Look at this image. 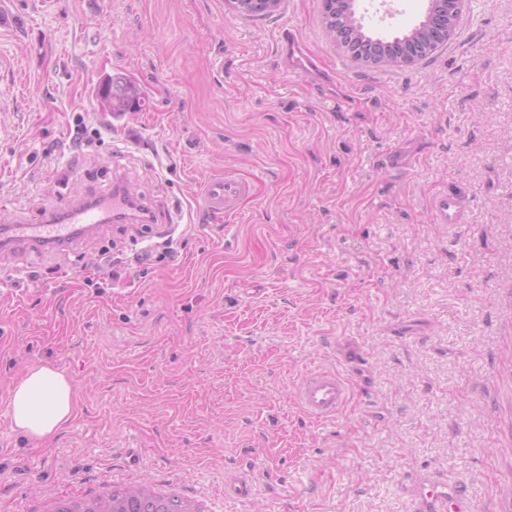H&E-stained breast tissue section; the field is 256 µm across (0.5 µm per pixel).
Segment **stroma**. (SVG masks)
<instances>
[{
	"label": "stroma",
	"instance_id": "obj_1",
	"mask_svg": "<svg viewBox=\"0 0 512 512\" xmlns=\"http://www.w3.org/2000/svg\"><path fill=\"white\" fill-rule=\"evenodd\" d=\"M428 5L384 18L354 0L385 39ZM288 31L326 80L284 56ZM0 62V218L38 223L116 177L178 213L171 258L111 224L73 250H0V512L138 485L203 512H416L429 478L512 512V0H467L409 67L354 59L321 0L265 18L230 0H0ZM115 75L144 110L96 99ZM401 148L410 169L388 162ZM227 171L255 192L223 222L195 197ZM444 189L467 222H433ZM113 244L117 279L87 285ZM44 361L71 376L75 416L29 440L9 392ZM314 369L354 383L335 419L294 398ZM241 473L254 495L226 497Z\"/></svg>",
	"mask_w": 512,
	"mask_h": 512
}]
</instances>
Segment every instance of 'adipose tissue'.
<instances>
[{"mask_svg":"<svg viewBox=\"0 0 512 512\" xmlns=\"http://www.w3.org/2000/svg\"><path fill=\"white\" fill-rule=\"evenodd\" d=\"M75 398L65 371L49 362L29 366L9 393L12 427L28 439H50L71 422Z\"/></svg>","mask_w":512,"mask_h":512,"instance_id":"1","label":"adipose tissue"}]
</instances>
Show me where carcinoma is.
<instances>
[{"label": "carcinoma", "mask_w": 512, "mask_h": 512, "mask_svg": "<svg viewBox=\"0 0 512 512\" xmlns=\"http://www.w3.org/2000/svg\"><path fill=\"white\" fill-rule=\"evenodd\" d=\"M453 0L430 3L427 14L409 33L391 40L374 38L357 25L353 0H323V19L331 36L339 40L354 58L399 64L426 56V49L443 43L453 10ZM100 98L110 112H131L141 107L142 90L123 77L109 78ZM201 512L179 496L156 494L144 488H113L94 497L57 503L52 512Z\"/></svg>", "instance_id": "obj_1"}]
</instances>
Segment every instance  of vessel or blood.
Returning a JSON list of instances; mask_svg holds the SVG:
<instances>
[{"label": "vessel or blood", "instance_id": "obj_1", "mask_svg": "<svg viewBox=\"0 0 512 512\" xmlns=\"http://www.w3.org/2000/svg\"><path fill=\"white\" fill-rule=\"evenodd\" d=\"M251 180L231 173L213 177L203 185L199 196L200 209L216 219L234 216L240 204L253 193ZM131 195L126 186L112 193L76 200L63 214L50 213L38 224H11L7 227L11 246L30 249L72 246L83 235L99 226L121 219L138 217L151 222L150 213L134 215L129 203ZM469 202L457 193L440 192L432 201L435 223L460 224L465 219ZM351 382L340 373L318 369L306 373L295 389V398L302 410L312 419H333L350 399ZM420 512H471L458 486L428 485L420 492Z\"/></svg>", "mask_w": 512, "mask_h": 512}]
</instances>
